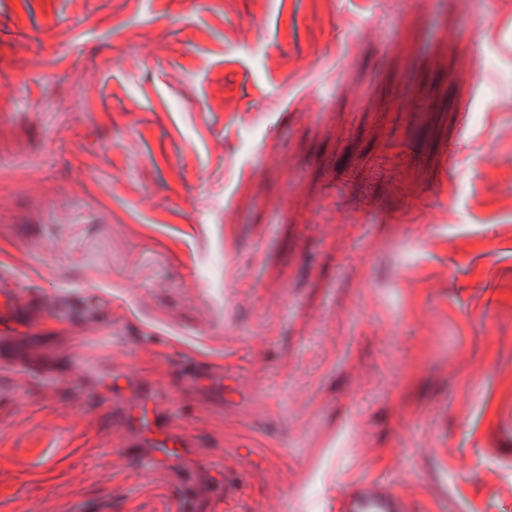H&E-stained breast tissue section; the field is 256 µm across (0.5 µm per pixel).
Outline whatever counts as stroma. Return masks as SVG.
<instances>
[{"label": "stroma", "instance_id": "35a3bbf8", "mask_svg": "<svg viewBox=\"0 0 512 512\" xmlns=\"http://www.w3.org/2000/svg\"><path fill=\"white\" fill-rule=\"evenodd\" d=\"M1 264L0 512H512V0H0ZM116 322L206 457L129 482ZM104 367L90 361L85 355L77 354L72 358L69 377L72 380L83 381L87 376L104 372ZM336 512H407V505L399 492L386 484L357 480L336 495Z\"/></svg>", "mask_w": 512, "mask_h": 512}]
</instances>
